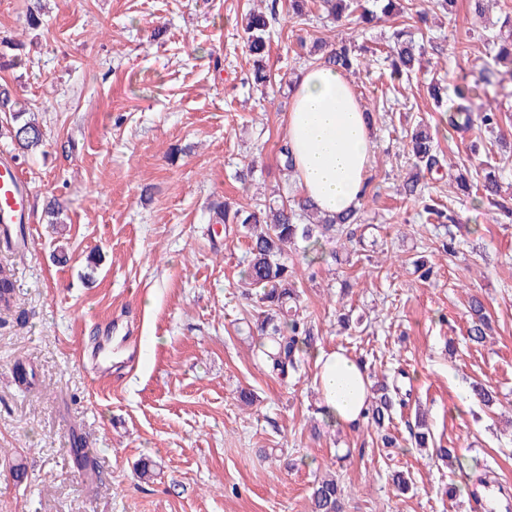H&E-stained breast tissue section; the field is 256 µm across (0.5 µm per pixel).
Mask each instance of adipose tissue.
<instances>
[{
	"mask_svg": "<svg viewBox=\"0 0 512 512\" xmlns=\"http://www.w3.org/2000/svg\"><path fill=\"white\" fill-rule=\"evenodd\" d=\"M288 146L297 190L336 215L361 204L372 153V125L346 76L328 67L303 72L293 88ZM323 414L348 427L363 421L371 394L364 367L343 349L314 352Z\"/></svg>",
	"mask_w": 512,
	"mask_h": 512,
	"instance_id": "ef3b65f1",
	"label": "adipose tissue"
}]
</instances>
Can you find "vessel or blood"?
Wrapping results in <instances>:
<instances>
[{"label":"vessel or blood","mask_w":512,"mask_h":512,"mask_svg":"<svg viewBox=\"0 0 512 512\" xmlns=\"http://www.w3.org/2000/svg\"><path fill=\"white\" fill-rule=\"evenodd\" d=\"M32 189L21 176L16 162L0 155V248L23 253L29 238L22 229L29 222Z\"/></svg>","instance_id":"1"}]
</instances>
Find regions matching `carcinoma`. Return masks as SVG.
<instances>
[{"label":"carcinoma","instance_id":"1","mask_svg":"<svg viewBox=\"0 0 512 512\" xmlns=\"http://www.w3.org/2000/svg\"><path fill=\"white\" fill-rule=\"evenodd\" d=\"M354 0H322V7L327 16L335 21L350 19L355 9ZM275 14V4L269 10L252 8L243 19V31L246 47L254 58L252 81L254 85L266 87L269 76L265 67L260 65L265 56L270 18ZM503 25L509 28V34L498 33L488 40L496 48L495 64L507 65L512 73V17L505 16ZM394 45L390 47L391 80H396L421 66L426 49L424 44L398 31L393 36ZM356 45L344 38L336 45L327 47V43L316 41L315 63L319 66L332 67L341 73L355 70ZM494 69L485 70L481 76L472 81H463L455 89V100L445 113V123L456 132H467L474 128L493 132L500 128L502 108L491 101L476 103L485 87L496 76ZM0 112L13 113L15 126L9 130L10 138L22 150L37 149L42 142V132L38 125L25 118V112L16 109L9 91L0 89ZM410 151L414 157L413 174L404 180L403 191L408 199L422 198L420 181L422 174L443 168L439 152L434 144L430 128L418 123L410 130ZM482 198L498 207L507 218H512V208L497 201L499 183L491 174L484 175L480 185ZM213 221L216 224H237L240 232L248 238L249 256L242 279L247 285L243 296L249 300L252 308L251 329L254 351L262 365L277 377H286L297 371L303 355L314 350V328L304 316L300 304V295L294 281L293 268L288 265V247L302 240L306 242L301 255L302 263L312 266L319 259L322 241L329 239L351 240V226L362 221L360 210L355 209L344 214L327 216L322 214L308 198L294 195L290 199L275 200L268 204H238L231 206L225 201L212 204ZM428 220L455 222L454 212L437 204L424 205ZM470 341L481 344L486 339L488 327L487 314L483 302L476 296L469 303ZM380 395L370 401L367 422L382 430L385 422L390 420L395 405H405L402 385L398 380L392 384L379 385ZM84 445L74 441L72 453L77 466L96 479H101L95 462L83 451ZM345 490L336 476L327 474L315 480L310 493L311 512H342Z\"/></svg>","mask_w":512,"mask_h":512}]
</instances>
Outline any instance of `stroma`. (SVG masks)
I'll return each instance as SVG.
<instances>
[{
  "label": "stroma",
  "instance_id": "35a3bbf8",
  "mask_svg": "<svg viewBox=\"0 0 512 512\" xmlns=\"http://www.w3.org/2000/svg\"><path fill=\"white\" fill-rule=\"evenodd\" d=\"M259 2L0 0V38L23 45L21 64L0 65V85L34 112L44 142L16 158L34 192L30 251L0 250L15 289L0 305V512H311V486L328 472L345 488V512H470L481 475L512 500V223L492 220L456 181L491 170L512 198V119L457 133L430 94L492 67L486 38L512 0L485 21L469 0H411V11L369 25L326 18L320 0L293 19L281 0L266 93L249 79L241 28ZM398 29L429 62L394 92L385 56ZM341 36L367 49L349 79L374 114L373 194L352 243L326 242L330 259L311 267L295 249L288 261L317 347L343 348L374 383L409 373L394 448L374 427L326 424L312 360L285 382L264 370L242 323L248 240L211 221L215 200L293 193L278 153L288 81L307 69L314 41ZM421 119L450 165L428 193L454 224L426 223L422 202L399 190L413 166L399 130ZM54 197L65 205L57 224L45 216ZM448 239L455 254L439 248ZM474 295L490 322L480 345L468 338ZM20 360L32 386L14 379ZM476 383L492 403L474 398ZM243 389L253 405L240 403ZM420 418L426 449L408 443ZM77 436L103 486L75 467ZM143 458L148 480L136 472ZM397 471L412 480L407 493L392 483Z\"/></svg>",
  "mask_w": 512,
  "mask_h": 512
}]
</instances>
